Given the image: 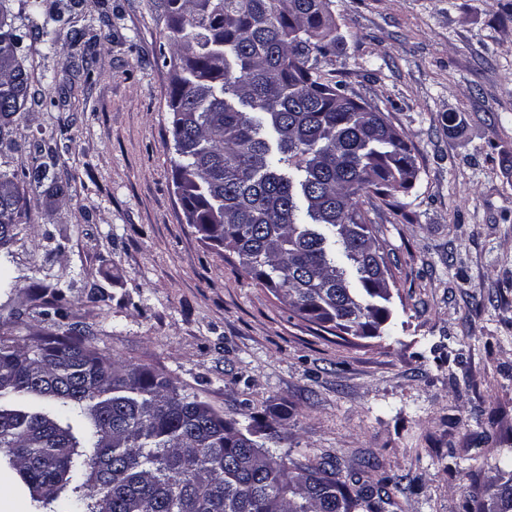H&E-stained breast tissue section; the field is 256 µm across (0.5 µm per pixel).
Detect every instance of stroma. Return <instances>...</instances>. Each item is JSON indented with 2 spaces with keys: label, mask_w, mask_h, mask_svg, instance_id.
I'll use <instances>...</instances> for the list:
<instances>
[{
  "label": "stroma",
  "mask_w": 512,
  "mask_h": 512,
  "mask_svg": "<svg viewBox=\"0 0 512 512\" xmlns=\"http://www.w3.org/2000/svg\"><path fill=\"white\" fill-rule=\"evenodd\" d=\"M156 0H9L32 98L0 136L28 206L0 250L18 280L0 322L21 337L85 327L99 350L170 376L279 453L366 460L392 512H465L512 457V0H334L318 67L378 106L417 178L368 217L388 255L380 335L323 332L187 224ZM108 39L71 42V29ZM59 153V200L22 170ZM63 307L66 318L54 316Z\"/></svg>",
  "instance_id": "1"
}]
</instances>
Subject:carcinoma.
Instances as JSON below:
<instances>
[{"mask_svg":"<svg viewBox=\"0 0 512 512\" xmlns=\"http://www.w3.org/2000/svg\"><path fill=\"white\" fill-rule=\"evenodd\" d=\"M333 0H160L180 60L168 108L176 190L203 240L336 335L378 336L389 271L364 199L406 188L415 157L389 116L356 112L346 86L322 80L336 48ZM0 136L28 102L22 36L0 0ZM57 157L28 172L49 177ZM27 199L0 176V247ZM15 470L32 512H388L391 479L322 456L277 454L250 430L179 391L163 373L97 349L72 324L61 336L0 333V467ZM474 496L472 512H512V469Z\"/></svg>","mask_w":512,"mask_h":512,"instance_id":"cac0c4a2","label":"carcinoma"}]
</instances>
